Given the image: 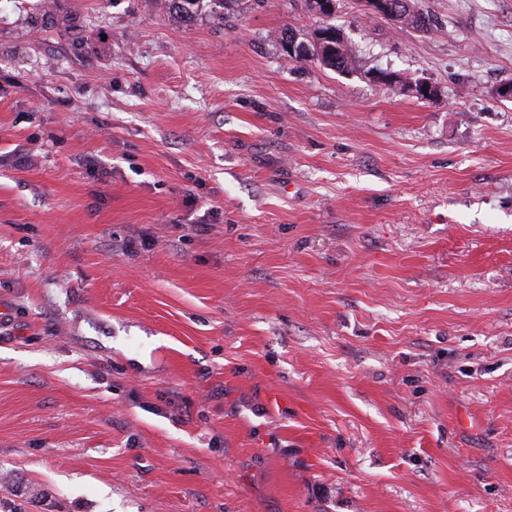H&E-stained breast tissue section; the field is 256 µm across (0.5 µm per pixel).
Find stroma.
<instances>
[{"label":"stroma","instance_id":"obj_1","mask_svg":"<svg viewBox=\"0 0 512 512\" xmlns=\"http://www.w3.org/2000/svg\"><path fill=\"white\" fill-rule=\"evenodd\" d=\"M418 7L0 0V512H512V0ZM397 8L400 10V15H406L410 18L408 26L414 30H427L430 28L429 17L424 15L417 7V0H393ZM337 40L338 35L336 34V41ZM336 41L331 42L333 47L326 46L324 48L323 55L326 58L322 59L320 62L323 66L330 67L341 72L348 71L354 64L352 52L348 47L347 42L337 45L338 49L336 50Z\"/></svg>","mask_w":512,"mask_h":512}]
</instances>
